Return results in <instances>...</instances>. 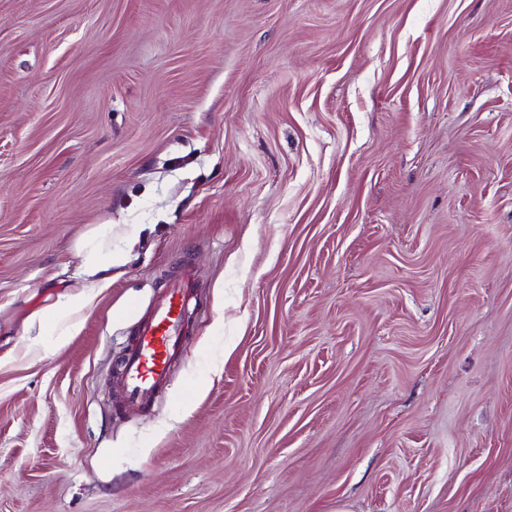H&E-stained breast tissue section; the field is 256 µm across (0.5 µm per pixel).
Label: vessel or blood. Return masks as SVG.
<instances>
[{"label": "vessel or blood", "instance_id": "1", "mask_svg": "<svg viewBox=\"0 0 512 512\" xmlns=\"http://www.w3.org/2000/svg\"><path fill=\"white\" fill-rule=\"evenodd\" d=\"M195 298L194 274L185 263L138 322L136 341L123 364L128 405L151 404L170 387V365L181 354L182 331Z\"/></svg>", "mask_w": 512, "mask_h": 512}]
</instances>
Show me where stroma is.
<instances>
[{
  "label": "stroma",
  "mask_w": 512,
  "mask_h": 512,
  "mask_svg": "<svg viewBox=\"0 0 512 512\" xmlns=\"http://www.w3.org/2000/svg\"><path fill=\"white\" fill-rule=\"evenodd\" d=\"M0 512H512V0H0ZM111 236V223L99 224L94 228L89 242L91 248L84 255V274L92 276L100 271L123 266L126 263V256L123 253H112V250L100 249ZM194 300V274L184 262L138 322L135 344L123 364L129 406L150 405L171 386L170 365L181 355L182 331Z\"/></svg>",
  "instance_id": "obj_1"
}]
</instances>
